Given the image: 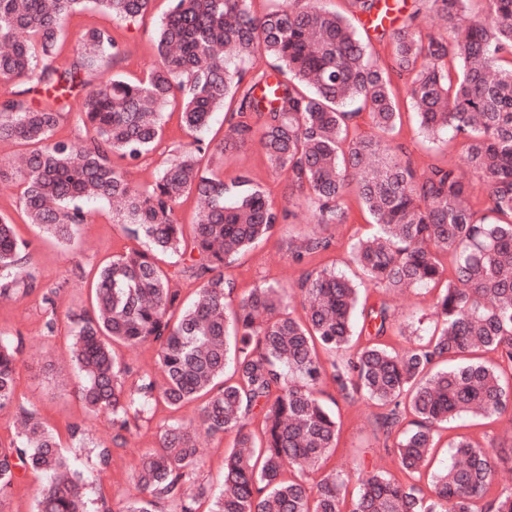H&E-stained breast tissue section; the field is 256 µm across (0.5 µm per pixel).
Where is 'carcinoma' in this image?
I'll use <instances>...</instances> for the list:
<instances>
[{
    "instance_id": "obj_1",
    "label": "carcinoma",
    "mask_w": 512,
    "mask_h": 512,
    "mask_svg": "<svg viewBox=\"0 0 512 512\" xmlns=\"http://www.w3.org/2000/svg\"><path fill=\"white\" fill-rule=\"evenodd\" d=\"M85 2L0 0V80L45 91L37 102L29 88L0 101V141L27 147L19 166H0V179L20 183L28 223L61 243L87 223L86 203L117 204L133 246L100 268L92 311L70 325L80 397L89 412L111 416L113 444H126L160 403L177 412L200 402L195 419L159 426L158 449L134 469L137 495L118 512H199L208 494L197 478L203 433L233 436L209 512H512V490L492 493L497 465L512 466V447L493 439L482 446L456 437L429 491L420 485L443 425L512 421V0H482L480 20L467 16V0H430L446 22L435 33L423 32L415 14L384 22L382 0H349L354 17L388 38L387 65L350 18L321 0H286L259 16L252 0H170L157 65L140 80L115 75L94 86L101 64L121 56L108 30L84 32V50L70 63L53 61L64 18ZM93 2L137 22L152 0ZM393 73L408 81L420 128L458 141L476 181L453 165L418 173L390 146L386 135L401 121ZM178 92L192 133L237 99L230 131L242 139L258 129L271 168L310 204L319 230L290 244L294 264L329 249L324 231L347 223L343 200L355 187L373 232L351 244V262L386 295L444 284L440 327L429 339L389 350L388 301L367 304L362 283L334 267L304 270L294 293L266 282L233 300L224 269L291 212L247 169L224 182L216 159L231 141L213 147L195 138L147 188L113 162L134 165L155 149L162 110ZM365 117L379 135L362 131ZM69 122L82 135L56 137ZM191 193L201 209L187 231L176 207ZM27 249L0 215V296L39 288L24 271ZM167 257L185 267L170 270ZM187 272L201 281L190 303L178 286ZM295 296L302 317L289 311ZM357 315L366 343L346 358ZM118 341L153 346L159 372L124 362L112 347ZM16 366L14 343L0 337V408L16 401ZM328 376L341 400L387 408L374 424L393 439L402 473L363 472L348 511L345 474L322 470L338 436L321 398ZM27 471L46 479L35 512H90L87 477L35 411L23 413L15 439L0 442V504ZM311 472L320 473L312 482Z\"/></svg>"
}]
</instances>
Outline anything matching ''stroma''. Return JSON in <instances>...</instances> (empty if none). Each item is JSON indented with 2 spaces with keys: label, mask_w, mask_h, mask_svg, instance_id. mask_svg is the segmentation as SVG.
I'll use <instances>...</instances> for the list:
<instances>
[{
  "label": "stroma",
  "mask_w": 512,
  "mask_h": 512,
  "mask_svg": "<svg viewBox=\"0 0 512 512\" xmlns=\"http://www.w3.org/2000/svg\"><path fill=\"white\" fill-rule=\"evenodd\" d=\"M168 0H153L143 20L129 23L112 18L94 5L73 12L64 20L65 35L54 55L56 65L72 61L80 51L78 36L90 28L108 30L125 54L117 61L104 63L99 77L108 79L119 75L127 80L142 78L157 61L156 30L167 12ZM401 122L389 134L390 145L403 147L413 168L423 171L428 166L454 164L464 166L457 142H439L425 138L419 130L411 108L404 79L394 78ZM194 139L180 123L177 107H169L164 116V129L155 152L130 169L131 180L140 186L150 184L159 168L168 159L187 147ZM222 171L225 181H232L240 167H248L253 180L261 185L279 207L294 211L295 216L282 224L270 239L257 245L227 268L226 274L235 284V296H242L255 285L277 282L293 287L301 269L288 255L291 236L312 229V215L304 200L291 196L288 183L270 168L258 138L234 143L223 155ZM20 188L16 182L0 181V214L11 217L17 236L30 242V258L26 265L41 285L39 291L24 295L0 297V335L18 343L20 354L16 369L18 402L0 409V442L9 443L15 435L19 407L36 409L51 428L65 431L67 424H80L85 430L84 447L65 443V451L76 467L92 478L90 494L105 500L107 507L117 508L135 493L131 476L140 455L157 448V427L170 418L165 407L145 416L128 439L126 447L114 449L107 467H99L92 447L111 446L112 426L104 415L89 414L78 397L79 379L70 369V338L68 330L72 314L91 310L92 280L97 267L113 255L124 251L129 241L119 225L112 222V209L102 203L90 204L91 217L77 239L61 245L46 237L38 227L26 222L19 206ZM348 221L331 226L333 237L330 251L323 259L346 268L347 252L352 237L369 230V218L361 209L355 194L344 199ZM56 291L55 310L47 312L42 302V288ZM436 290L414 289L390 296L392 323L387 341L402 352L427 340L436 320L434 302ZM54 318V331H47V318ZM340 434L330 465L350 473L348 495H355V470H381L398 474L399 463L395 448L385 446L382 433L374 426V406L354 400L339 403Z\"/></svg>",
  "instance_id": "35a3bbf8"
}]
</instances>
